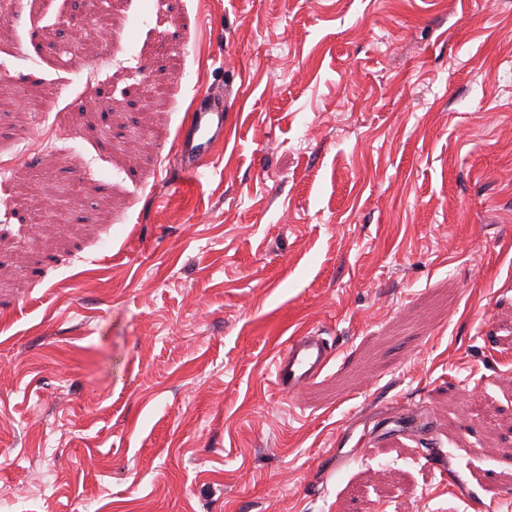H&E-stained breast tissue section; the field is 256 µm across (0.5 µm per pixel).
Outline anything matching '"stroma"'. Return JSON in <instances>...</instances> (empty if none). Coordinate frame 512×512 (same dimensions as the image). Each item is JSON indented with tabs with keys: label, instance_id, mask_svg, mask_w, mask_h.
Wrapping results in <instances>:
<instances>
[{
	"label": "stroma",
	"instance_id": "35a3bbf8",
	"mask_svg": "<svg viewBox=\"0 0 512 512\" xmlns=\"http://www.w3.org/2000/svg\"><path fill=\"white\" fill-rule=\"evenodd\" d=\"M111 6L0 23V512H512V0ZM224 139V98L200 91L194 98L190 127L180 135V156L186 174H196L214 145ZM333 357L332 345L317 332L289 336L272 362L274 382L282 393L295 394L316 379Z\"/></svg>",
	"mask_w": 512,
	"mask_h": 512
}]
</instances>
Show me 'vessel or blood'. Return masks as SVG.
<instances>
[{"label":"vessel or blood","instance_id":"obj_1","mask_svg":"<svg viewBox=\"0 0 512 512\" xmlns=\"http://www.w3.org/2000/svg\"><path fill=\"white\" fill-rule=\"evenodd\" d=\"M224 139V101L201 91L194 98L191 124L180 135L184 173L196 174L214 145ZM334 357L332 345L320 334L304 331L289 337L275 355L272 375L277 388L292 395L316 379Z\"/></svg>","mask_w":512,"mask_h":512}]
</instances>
